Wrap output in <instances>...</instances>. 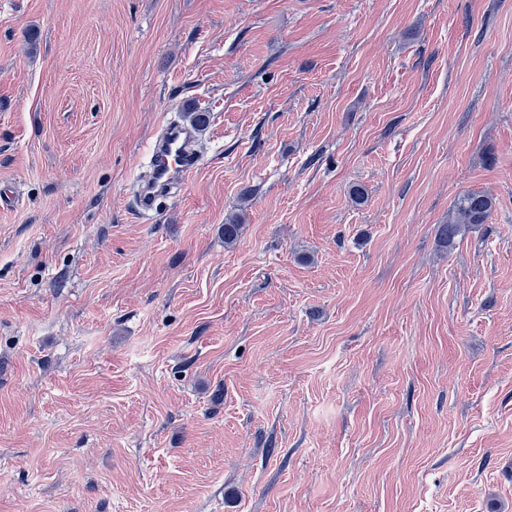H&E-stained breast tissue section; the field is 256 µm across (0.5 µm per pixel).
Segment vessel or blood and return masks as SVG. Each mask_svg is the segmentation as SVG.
<instances>
[{"label": "vessel or blood", "instance_id": "vessel-or-blood-1", "mask_svg": "<svg viewBox=\"0 0 512 512\" xmlns=\"http://www.w3.org/2000/svg\"><path fill=\"white\" fill-rule=\"evenodd\" d=\"M194 134L193 127L170 122L152 142L150 174L136 194L139 215H150L160 196L185 184L198 168L199 156L192 148Z\"/></svg>", "mask_w": 512, "mask_h": 512}]
</instances>
